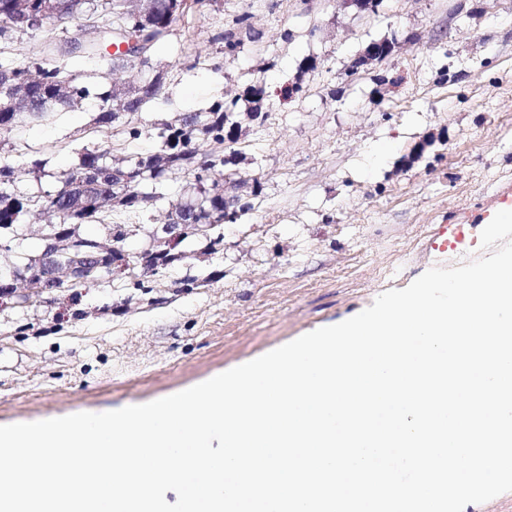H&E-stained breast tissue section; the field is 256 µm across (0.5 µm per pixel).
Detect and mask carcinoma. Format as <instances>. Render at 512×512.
I'll return each mask as SVG.
<instances>
[{
	"instance_id": "obj_1",
	"label": "carcinoma",
	"mask_w": 512,
	"mask_h": 512,
	"mask_svg": "<svg viewBox=\"0 0 512 512\" xmlns=\"http://www.w3.org/2000/svg\"><path fill=\"white\" fill-rule=\"evenodd\" d=\"M80 20L100 19L105 27L125 19V0H67ZM211 0H151L146 15L138 22H131V33H148L151 48H156L168 36L172 25L184 13L206 7ZM56 0H0V23L14 25L26 32L18 19L27 16L35 29L58 28ZM249 17L236 20L238 33L224 34V54H234L242 43L241 36L254 37ZM57 39L44 40L38 50L39 59L50 61L44 66L38 62L15 65L0 62V84L10 83L15 93L41 105L33 117L44 120L52 114L51 106H72L90 95L89 88L76 82L68 69L67 59L54 52ZM112 39L104 37L99 46L90 48L88 55L112 68V56L107 47ZM165 74L158 71L137 85H130L117 93L106 90L99 94L101 101L97 123L113 124L125 114L142 111L149 103L164 95ZM236 103L218 102L210 111L194 113L172 122L154 126L161 149L127 165L112 159V150L84 149L78 165L55 176L54 191L44 194L21 196L10 191L15 173L8 163H0V229L11 228L20 217L32 209L62 214L64 223L73 227L79 224L100 223L112 219V211L136 213L151 202L165 198L164 182L173 175L191 177L204 187L193 204L171 205L169 223L186 224L190 233L184 239L205 237L208 225L224 223V184L219 178H236L229 167L231 161L224 150L200 157L194 148L197 135H206L222 146L233 141L229 125L234 123L232 108ZM20 112L16 99L0 90V136L12 131Z\"/></svg>"
}]
</instances>
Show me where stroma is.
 <instances>
[{"label": "stroma", "instance_id": "1", "mask_svg": "<svg viewBox=\"0 0 512 512\" xmlns=\"http://www.w3.org/2000/svg\"><path fill=\"white\" fill-rule=\"evenodd\" d=\"M248 15L253 38L223 55L225 31ZM393 53L356 73L373 41ZM223 60L213 70L214 60ZM166 94L131 115L124 140L96 122L99 92L137 78L94 59L71 71L90 96L22 121L0 138L18 195L53 190L83 147L119 158L155 153L153 125L236 102L232 167L257 190L251 210L150 276L81 288L77 301L46 291L0 310V425L144 404L347 320L433 266L428 248L451 224L512 210V0H382L370 13L349 0H212L173 24L152 55ZM261 86L265 121L248 91ZM45 161L37 178L30 157ZM185 179L137 214L123 247L138 256L167 220ZM198 280L195 288L185 287Z\"/></svg>", "mask_w": 512, "mask_h": 512}]
</instances>
